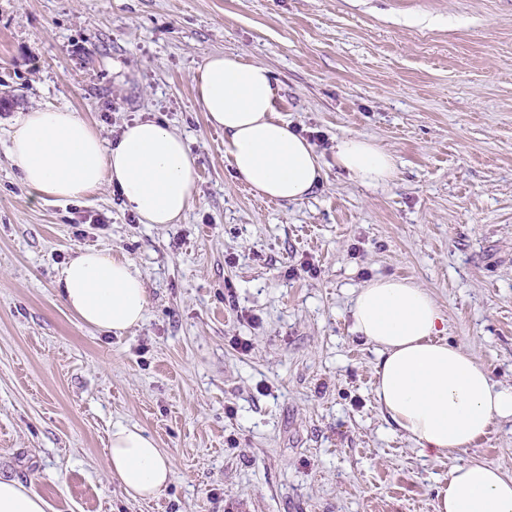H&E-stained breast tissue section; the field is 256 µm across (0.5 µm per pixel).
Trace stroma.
I'll return each mask as SVG.
<instances>
[{
    "mask_svg": "<svg viewBox=\"0 0 512 512\" xmlns=\"http://www.w3.org/2000/svg\"><path fill=\"white\" fill-rule=\"evenodd\" d=\"M218 52L265 64L280 117L324 136L305 199L235 181L192 80ZM35 105L111 144L168 124L196 204L157 226L110 188L32 203L8 131ZM342 135L389 151L394 178L351 180ZM88 246L138 266L141 325L105 333L64 307L58 274ZM379 276L426 288L446 340L512 384V0H0V476L47 512H436L450 464L393 429L352 330ZM132 424L174 461L150 501L105 466ZM458 460L512 475V421Z\"/></svg>",
    "mask_w": 512,
    "mask_h": 512,
    "instance_id": "stroma-1",
    "label": "stroma"
}]
</instances>
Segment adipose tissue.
<instances>
[{
  "label": "adipose tissue",
  "instance_id": "ef3b65f1",
  "mask_svg": "<svg viewBox=\"0 0 512 512\" xmlns=\"http://www.w3.org/2000/svg\"><path fill=\"white\" fill-rule=\"evenodd\" d=\"M208 124L224 133L234 175L258 197L303 200L315 185V147L276 115L271 73L232 53L208 56L193 78ZM10 158L33 202L71 200L116 189L143 224H173L197 200L195 157L183 137L153 120L125 125L105 145L94 125L68 109L31 107L12 125ZM337 167L365 186L395 173L391 153L345 135L334 147ZM65 307L84 325L121 333L140 324L149 305L133 261L94 248L79 250L57 280ZM354 332L378 352L374 395L395 428L424 455L452 457L512 419V384L493 381L462 346L443 336L445 319L427 289L398 277L359 288L351 307ZM106 468L127 497H157L173 462L142 428L117 426ZM436 512H512V476L471 461L452 465Z\"/></svg>",
  "mask_w": 512,
  "mask_h": 512
}]
</instances>
